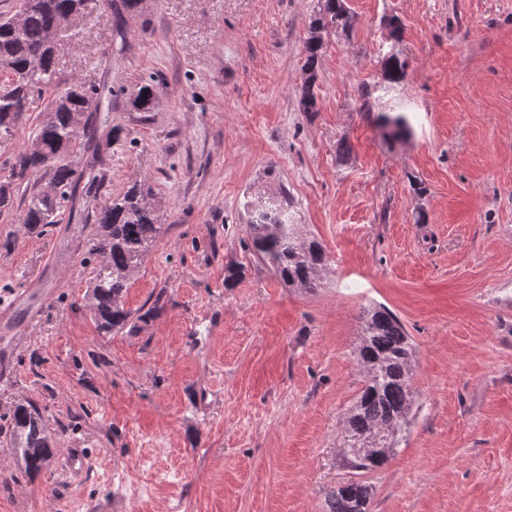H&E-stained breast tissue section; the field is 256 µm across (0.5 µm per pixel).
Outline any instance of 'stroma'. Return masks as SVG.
<instances>
[{
	"label": "stroma",
	"instance_id": "1",
	"mask_svg": "<svg viewBox=\"0 0 512 512\" xmlns=\"http://www.w3.org/2000/svg\"><path fill=\"white\" fill-rule=\"evenodd\" d=\"M346 4L356 23L328 39L313 112L316 0H142L120 36L109 0L76 20L63 76L98 87L97 132L117 137L96 199L47 232L22 200L0 214V297L27 291L0 378V512H323L351 480L370 512H512V0ZM393 46L408 67L391 85ZM148 81L152 111L132 110ZM380 112L406 113L409 134L385 141ZM137 180L162 229L130 279V327L106 335L80 241ZM282 190L326 253L312 291L246 246L244 202ZM373 303L414 344V404L389 464L359 471L347 420ZM26 402L59 440L35 475L9 445ZM383 78L388 83H399L405 76L406 62L397 53L389 51L382 60Z\"/></svg>",
	"mask_w": 512,
	"mask_h": 512
}]
</instances>
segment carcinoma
Wrapping results in <instances>:
<instances>
[{"label": "carcinoma", "mask_w": 512, "mask_h": 512, "mask_svg": "<svg viewBox=\"0 0 512 512\" xmlns=\"http://www.w3.org/2000/svg\"><path fill=\"white\" fill-rule=\"evenodd\" d=\"M88 0H23V16L15 26L0 17V140H12L25 118L29 100L49 93L46 115L28 142L4 161L9 174L0 177V211L13 205L15 195L25 203L23 224L44 231L58 223L57 217L71 198L103 185L105 175L96 129L89 113L98 88L86 81L61 79L63 50L72 40L65 33L86 9ZM141 0H111L113 28L121 30L126 17L138 12ZM353 28V14L345 0H317L303 45V70L299 104L305 112L317 109V68L326 40ZM383 78L398 83L405 76L406 62L388 52L382 60ZM153 100L151 84L129 95L133 109L147 112ZM377 125L386 137L396 140L409 133L402 114H380ZM91 153L97 164L89 172L77 171L70 154ZM49 176L54 191L44 190L38 175ZM152 188L134 182L109 197L95 212V224L83 242V262L91 266L90 306L99 331L123 329L131 320L125 296L132 273L154 246L160 229L158 208L150 203ZM247 245L261 265L271 269L289 286L312 290L319 286L326 254L294 223L291 200L281 196L243 205ZM413 347L403 323L384 306L366 311L363 335L356 359L364 373V385L348 416L351 462L359 470H375L388 463L386 449L398 444L410 425ZM11 447L21 455L27 471L39 472L56 447L40 409L20 403L14 407L10 429ZM369 486L346 483L329 492L324 512H369Z\"/></svg>", "instance_id": "obj_1"}]
</instances>
